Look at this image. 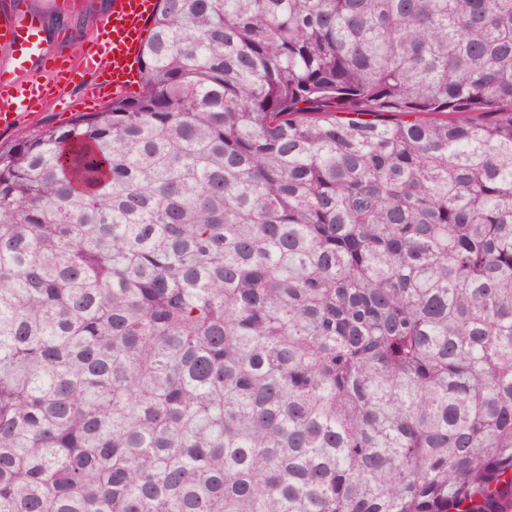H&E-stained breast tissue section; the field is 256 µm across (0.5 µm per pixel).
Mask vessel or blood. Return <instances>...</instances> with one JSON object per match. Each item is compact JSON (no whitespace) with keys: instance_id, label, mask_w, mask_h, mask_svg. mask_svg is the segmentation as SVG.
<instances>
[{"instance_id":"obj_1","label":"vessel or blood","mask_w":512,"mask_h":512,"mask_svg":"<svg viewBox=\"0 0 512 512\" xmlns=\"http://www.w3.org/2000/svg\"><path fill=\"white\" fill-rule=\"evenodd\" d=\"M155 7L156 0H112L95 49L71 65L45 54L40 14L28 12L20 19L5 15L0 20V130L20 123L33 102L45 101L51 89L67 85L71 68L104 75V82L86 85V98L127 93L139 74L144 34Z\"/></svg>"}]
</instances>
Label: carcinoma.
<instances>
[{
    "mask_svg": "<svg viewBox=\"0 0 512 512\" xmlns=\"http://www.w3.org/2000/svg\"><path fill=\"white\" fill-rule=\"evenodd\" d=\"M140 80L0 146V512H509L512 0H158Z\"/></svg>",
    "mask_w": 512,
    "mask_h": 512,
    "instance_id": "obj_1",
    "label": "carcinoma"
}]
</instances>
